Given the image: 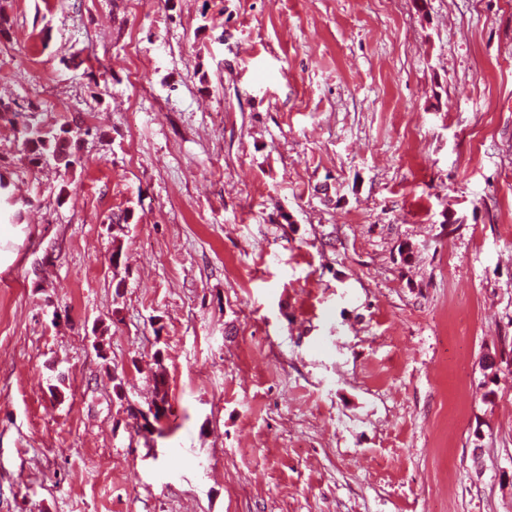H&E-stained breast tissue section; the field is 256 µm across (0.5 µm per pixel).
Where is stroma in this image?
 <instances>
[{
  "mask_svg": "<svg viewBox=\"0 0 512 512\" xmlns=\"http://www.w3.org/2000/svg\"><path fill=\"white\" fill-rule=\"evenodd\" d=\"M0 11V512H512V0ZM81 125H71L68 122L58 127L43 125L37 112L31 111L20 129L21 138L35 166L51 165L70 169L74 163L73 143L76 145L82 133H88Z\"/></svg>",
  "mask_w": 512,
  "mask_h": 512,
  "instance_id": "35a3bbf8",
  "label": "stroma"
}]
</instances>
